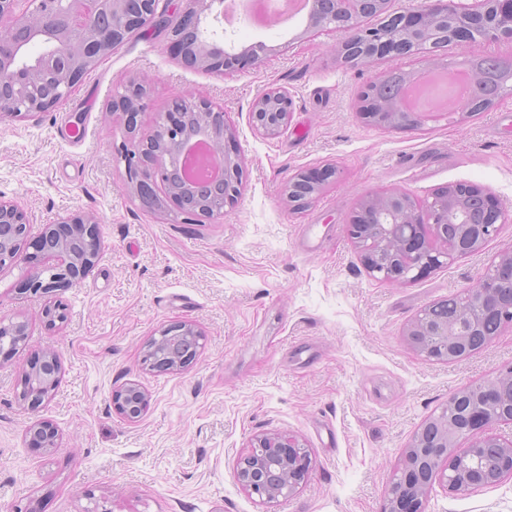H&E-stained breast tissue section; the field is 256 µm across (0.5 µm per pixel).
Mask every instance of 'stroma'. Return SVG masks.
<instances>
[{
  "mask_svg": "<svg viewBox=\"0 0 512 512\" xmlns=\"http://www.w3.org/2000/svg\"><path fill=\"white\" fill-rule=\"evenodd\" d=\"M307 25L227 28L236 49L262 42L269 51L224 75L187 66L165 36L135 33L56 108L0 119V198L36 232L74 211L94 214L103 240L92 271L55 297L18 291L20 268H0V318L28 327L25 345L0 359V512H382L426 419L512 364V329L450 364L403 338L422 306L474 285L512 248V218L479 253L406 285L370 278L347 233L360 197L393 189L423 201L450 184H478L512 215V94L462 122L450 114L412 129L368 125L365 87L422 62L375 57L348 68L339 35ZM132 77L152 87L141 134L177 94L223 109L242 160L238 200L223 215L192 222L141 205L115 152L123 118L111 111L115 85ZM273 88L288 91L293 112L267 137L254 130L252 107ZM326 165L339 175L294 210L288 181ZM58 300L66 319L52 326L44 312ZM181 323L203 334L194 361L143 369L147 342ZM46 351L59 354L62 374L33 413L19 383ZM131 380L151 395L135 422L111 404ZM38 420L60 435L46 454L24 442ZM264 432L297 435L312 459L308 479L271 503L236 480L240 455ZM426 512H512V478L462 494L434 486Z\"/></svg>",
  "mask_w": 512,
  "mask_h": 512,
  "instance_id": "1",
  "label": "stroma"
}]
</instances>
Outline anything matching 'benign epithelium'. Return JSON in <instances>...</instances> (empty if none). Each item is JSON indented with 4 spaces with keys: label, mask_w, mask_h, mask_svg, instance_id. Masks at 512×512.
<instances>
[{
    "label": "benign epithelium",
    "mask_w": 512,
    "mask_h": 512,
    "mask_svg": "<svg viewBox=\"0 0 512 512\" xmlns=\"http://www.w3.org/2000/svg\"><path fill=\"white\" fill-rule=\"evenodd\" d=\"M159 0H0V114L23 118L62 103L97 62L146 27L164 28L184 53L186 64L216 74L233 69L246 59L258 62L268 48L257 43L246 54L232 52L224 39L223 13L215 4L223 0H181L179 10L158 12ZM340 8L320 10L319 0L309 15L314 33L336 31L345 44H356L363 54L380 52L390 57L429 54L437 42L459 45L483 41L512 42V0H493L492 9L462 11L454 0H423L420 7L394 16L393 32L366 28L359 0H338ZM151 88L147 81L131 79L112 96L111 109L126 114V141L118 148L128 177L135 183L160 184L166 197L188 217H214L238 198L240 157L224 150L235 137L224 113L199 100L178 94L149 135L158 146L149 150L136 133V117L145 107ZM292 99L281 89L263 93L253 104L252 118L266 136L278 135L289 123ZM210 115L200 133L212 152L224 158V196L210 198L192 208L182 192L169 188L168 176L180 171V159L195 164L187 152L181 130L184 109ZM373 125L404 129L418 126L421 115L400 108L363 113ZM334 167L321 173L300 172L285 192L302 210L320 192ZM374 209L370 224L351 216L348 234L358 249L367 273L380 281L410 284L455 260L480 251L504 223L506 213L488 189L475 184H452L432 200L416 201L404 190L363 197L356 211ZM101 252L99 221L71 213L40 233L30 232L23 210L0 200V267L23 270L22 291L54 294L71 288L96 265ZM493 316L502 327H512V250L506 249L485 269L477 282L455 299V312L429 304L407 324L405 343L424 358L455 362L471 352L470 337ZM0 335L26 339V324L0 319ZM62 373L58 356L49 352L32 363L19 394L31 410L49 402ZM113 410L129 421L148 409L150 395L130 381L112 390ZM512 424V366L495 379L463 388L448 398V409L430 416L417 432L393 472L382 512H425L434 484L450 492H469L512 478V440L505 441L496 426ZM28 447L47 451L57 446L59 432L34 423L25 433ZM499 449L494 474L484 462L487 449ZM312 459L299 437L275 432L255 437L251 449L239 459L237 480L263 502L290 496L308 477Z\"/></svg>",
    "instance_id": "1"
}]
</instances>
